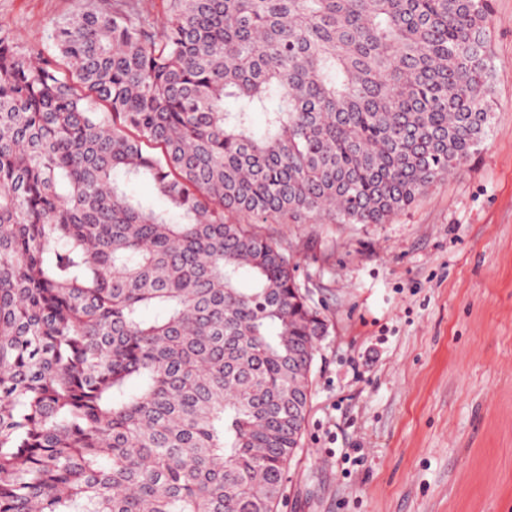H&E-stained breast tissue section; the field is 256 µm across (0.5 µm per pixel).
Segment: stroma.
Masks as SVG:
<instances>
[{
  "instance_id": "1",
  "label": "stroma",
  "mask_w": 512,
  "mask_h": 512,
  "mask_svg": "<svg viewBox=\"0 0 512 512\" xmlns=\"http://www.w3.org/2000/svg\"><path fill=\"white\" fill-rule=\"evenodd\" d=\"M116 0H0L28 44ZM479 150L386 224L268 223L325 318L279 512H512V0Z\"/></svg>"
}]
</instances>
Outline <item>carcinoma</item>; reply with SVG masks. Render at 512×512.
Listing matches in <instances>:
<instances>
[{"label":"carcinoma","instance_id":"cac0c4a2","mask_svg":"<svg viewBox=\"0 0 512 512\" xmlns=\"http://www.w3.org/2000/svg\"><path fill=\"white\" fill-rule=\"evenodd\" d=\"M162 6L0 36V512H278L327 324L258 225L386 224L491 124V0Z\"/></svg>","mask_w":512,"mask_h":512}]
</instances>
